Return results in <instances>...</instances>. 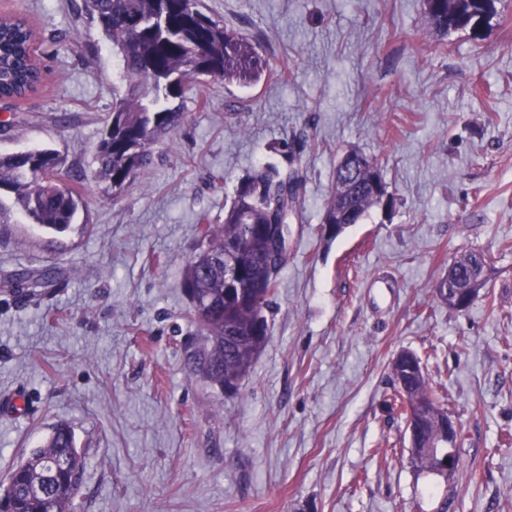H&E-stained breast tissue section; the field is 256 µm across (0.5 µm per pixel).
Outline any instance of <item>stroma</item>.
Segmentation results:
<instances>
[{"mask_svg":"<svg viewBox=\"0 0 512 512\" xmlns=\"http://www.w3.org/2000/svg\"><path fill=\"white\" fill-rule=\"evenodd\" d=\"M269 74L205 83L153 164L106 196L93 158L116 59L83 0H0L36 32L37 90L0 100V153L49 147L82 205L48 234L0 224V480L58 422L85 455L74 512H512V0L481 35L423 0H199ZM395 198L324 223L343 151ZM297 171L270 336L234 396L193 375L183 274L253 169ZM492 257L466 310L438 302L456 256ZM56 269L18 288V269ZM415 353L463 426L452 476L421 470L390 406Z\"/></svg>","mask_w":512,"mask_h":512,"instance_id":"35a3bbf8","label":"stroma"}]
</instances>
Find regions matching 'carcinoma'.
Masks as SVG:
<instances>
[{
  "mask_svg": "<svg viewBox=\"0 0 512 512\" xmlns=\"http://www.w3.org/2000/svg\"><path fill=\"white\" fill-rule=\"evenodd\" d=\"M83 5L112 41L119 64L106 135L94 159L100 178L114 191L149 166L152 144L184 121L182 105L197 82L210 77L247 87L271 70L270 59L253 39L201 12L197 0H83ZM424 9L435 29L448 32L467 27L482 12L494 14V0H424ZM34 44L25 20L0 17L1 100L23 99L42 81ZM67 176L64 160L52 149L40 150L38 157L29 149L0 153V191L11 199L9 205L0 201V224L10 223L11 215L19 212L44 229L66 232L81 204L78 191L64 184ZM302 188L295 171L281 175L258 168L237 190L224 223L200 218L199 234L206 246L183 276L188 316L201 336L189 360L194 373L228 395L237 393L267 342L269 325L262 313L288 261L272 277L266 265L278 225L288 223ZM379 205L370 191L338 178L323 220L359 224ZM231 247L238 248L236 259L245 275L264 282L260 294L240 302L224 300V251ZM489 267L484 251L456 258L435 285L436 299L446 304L456 288L471 282L485 288ZM55 278L50 269L36 277L25 269L14 274L16 284L31 287H45ZM418 364L416 356L391 363L392 380L402 385L396 400L406 419L415 422L410 447H437L448 410L432 399L427 378L414 369ZM84 468L85 457L71 428L59 423L43 445L12 467L3 500L14 512H72L81 485L77 477Z\"/></svg>",
  "mask_w": 512,
  "mask_h": 512,
  "instance_id": "1",
  "label": "carcinoma"
}]
</instances>
